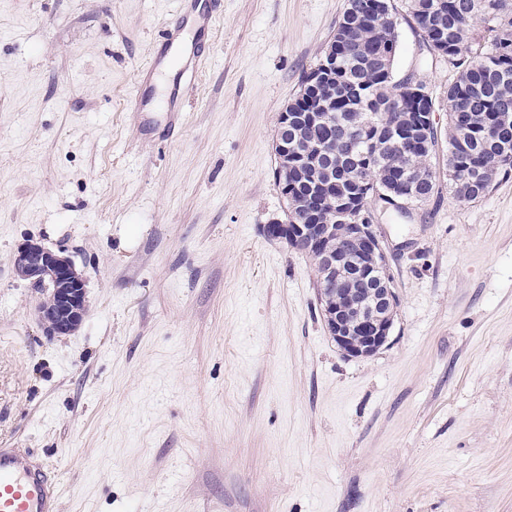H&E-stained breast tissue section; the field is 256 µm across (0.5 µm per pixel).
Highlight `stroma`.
I'll use <instances>...</instances> for the list:
<instances>
[{
  "mask_svg": "<svg viewBox=\"0 0 512 512\" xmlns=\"http://www.w3.org/2000/svg\"><path fill=\"white\" fill-rule=\"evenodd\" d=\"M214 8L181 124L141 66L191 4ZM400 11L397 77L448 128L457 77ZM346 0H0V447L54 476L60 512H512V172L373 204L398 307L348 358L283 219L277 118ZM143 97L145 110L134 107ZM87 279L47 335L13 258L27 240Z\"/></svg>",
  "mask_w": 512,
  "mask_h": 512,
  "instance_id": "obj_1",
  "label": "stroma"
}]
</instances>
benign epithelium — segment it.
<instances>
[{
    "mask_svg": "<svg viewBox=\"0 0 512 512\" xmlns=\"http://www.w3.org/2000/svg\"><path fill=\"white\" fill-rule=\"evenodd\" d=\"M427 101L423 92L415 90L414 115L397 130L396 139L408 148H419L422 136L437 131L436 115L427 109ZM295 120L311 125L322 122V117L316 112L299 114L288 105L278 116V126ZM274 151L280 190L288 201V172L306 164V153L279 135L275 136ZM309 196L315 206V221H276L263 225V233L312 257L319 272L318 298L329 334L344 356L371 357L388 343L398 306L384 248L375 225L344 210L342 203L339 211L321 217V199L336 198V183L314 185ZM384 200L405 210L412 206L413 197L404 191L377 188L368 198L370 202ZM13 264L16 274L30 287L46 291L39 317L50 334L69 335L82 325L89 310L86 284L68 257L28 240L17 249Z\"/></svg>",
    "mask_w": 512,
    "mask_h": 512,
    "instance_id": "1",
    "label": "benign epithelium"
}]
</instances>
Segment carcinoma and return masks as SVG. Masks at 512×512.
<instances>
[{
  "label": "carcinoma",
  "mask_w": 512,
  "mask_h": 512,
  "mask_svg": "<svg viewBox=\"0 0 512 512\" xmlns=\"http://www.w3.org/2000/svg\"><path fill=\"white\" fill-rule=\"evenodd\" d=\"M368 0H348L331 42L336 46L334 92L302 80L296 111L308 112L322 102L325 120L301 133L290 132L298 148L324 146L336 140L327 158L311 155L304 180L325 181L349 172L341 137L359 130L371 145L364 164L377 184L400 179L421 194L424 204L436 192L430 159L439 140L430 136L423 153L407 151L393 139L402 114L414 103L410 79H397V8L379 15ZM421 38L441 42L445 56L458 69L448 85V187L461 202L484 197L495 175L512 170V0H407ZM485 35L475 38V21Z\"/></svg>",
  "instance_id": "carcinoma-1"
}]
</instances>
